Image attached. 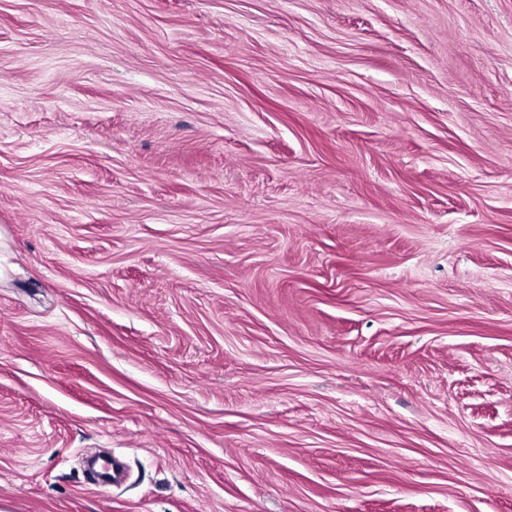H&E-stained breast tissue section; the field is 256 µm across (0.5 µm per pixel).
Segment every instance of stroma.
I'll list each match as a JSON object with an SVG mask.
<instances>
[{
    "mask_svg": "<svg viewBox=\"0 0 512 512\" xmlns=\"http://www.w3.org/2000/svg\"><path fill=\"white\" fill-rule=\"evenodd\" d=\"M0 512H512V0H0Z\"/></svg>",
    "mask_w": 512,
    "mask_h": 512,
    "instance_id": "obj_1",
    "label": "stroma"
}]
</instances>
